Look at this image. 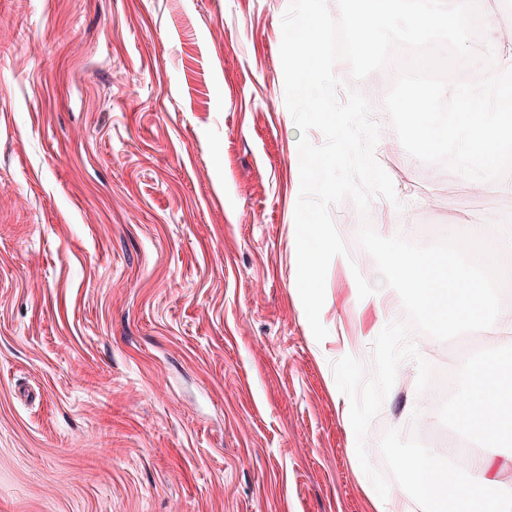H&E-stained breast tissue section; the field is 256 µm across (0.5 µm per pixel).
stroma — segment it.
Returning <instances> with one entry per match:
<instances>
[{
  "mask_svg": "<svg viewBox=\"0 0 512 512\" xmlns=\"http://www.w3.org/2000/svg\"><path fill=\"white\" fill-rule=\"evenodd\" d=\"M288 5L0 0V512H371L332 365L379 331L297 259ZM379 163L413 217L512 237ZM419 400L394 384L370 433Z\"/></svg>",
  "mask_w": 512,
  "mask_h": 512,
  "instance_id": "35a3bbf8",
  "label": "stroma"
}]
</instances>
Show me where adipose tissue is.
<instances>
[{
  "mask_svg": "<svg viewBox=\"0 0 512 512\" xmlns=\"http://www.w3.org/2000/svg\"><path fill=\"white\" fill-rule=\"evenodd\" d=\"M512 356L483 355L467 376V388L455 405L456 427L473 435L480 447L512 444V377L505 367Z\"/></svg>",
  "mask_w": 512,
  "mask_h": 512,
  "instance_id": "1",
  "label": "adipose tissue"
}]
</instances>
